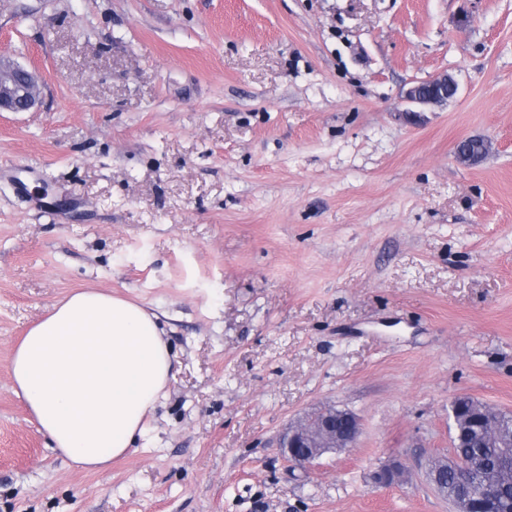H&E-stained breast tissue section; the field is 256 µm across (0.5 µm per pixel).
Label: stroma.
<instances>
[{
	"mask_svg": "<svg viewBox=\"0 0 512 512\" xmlns=\"http://www.w3.org/2000/svg\"><path fill=\"white\" fill-rule=\"evenodd\" d=\"M0 52L42 79L0 112V512H453L451 401L512 413V0H0ZM441 73L456 97L406 117ZM77 290L173 353L91 470L9 372ZM324 408L356 445L292 467L279 436Z\"/></svg>",
	"mask_w": 512,
	"mask_h": 512,
	"instance_id": "obj_1",
	"label": "stroma"
}]
</instances>
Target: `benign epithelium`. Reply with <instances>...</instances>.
I'll return each mask as SVG.
<instances>
[{
	"instance_id": "benign-epithelium-1",
	"label": "benign epithelium",
	"mask_w": 512,
	"mask_h": 512,
	"mask_svg": "<svg viewBox=\"0 0 512 512\" xmlns=\"http://www.w3.org/2000/svg\"><path fill=\"white\" fill-rule=\"evenodd\" d=\"M39 75L13 59L0 55V112H29L34 109L40 97ZM458 89L454 78L440 74L427 81V85L416 82L408 86L402 94L407 104L404 112H420L431 106L442 105L452 98ZM312 416L288 429L280 440L284 458L295 466L306 467L330 449L348 448L356 440L360 423L358 417L349 412L347 419L350 431L341 435L333 422L326 416Z\"/></svg>"
}]
</instances>
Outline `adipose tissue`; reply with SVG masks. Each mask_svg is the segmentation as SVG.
I'll use <instances>...</instances> for the list:
<instances>
[{"label": "adipose tissue", "instance_id": "adipose-tissue-1", "mask_svg": "<svg viewBox=\"0 0 512 512\" xmlns=\"http://www.w3.org/2000/svg\"><path fill=\"white\" fill-rule=\"evenodd\" d=\"M171 369L158 315L90 290L70 294L32 324L10 361L15 392L52 447L88 469L143 437Z\"/></svg>", "mask_w": 512, "mask_h": 512}]
</instances>
